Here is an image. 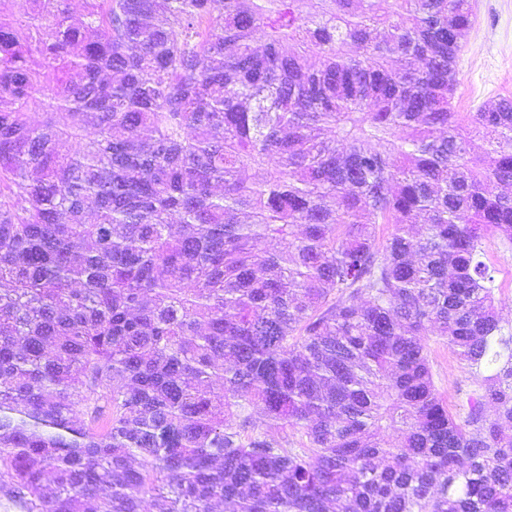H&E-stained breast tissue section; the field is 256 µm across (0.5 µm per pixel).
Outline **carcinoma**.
Returning <instances> with one entry per match:
<instances>
[{"instance_id":"cac0c4a2","label":"carcinoma","mask_w":512,"mask_h":512,"mask_svg":"<svg viewBox=\"0 0 512 512\" xmlns=\"http://www.w3.org/2000/svg\"><path fill=\"white\" fill-rule=\"evenodd\" d=\"M82 4L0 0V500L512 512V97L454 110L470 0ZM487 262L495 268V277L500 285L499 297L506 303L504 314L506 318L512 319V306L508 305L512 299V245L503 246L497 240L486 242ZM429 344L437 385L448 400V404L454 405L465 392L475 387L474 379L468 368L448 353V347L433 342Z\"/></svg>"}]
</instances>
